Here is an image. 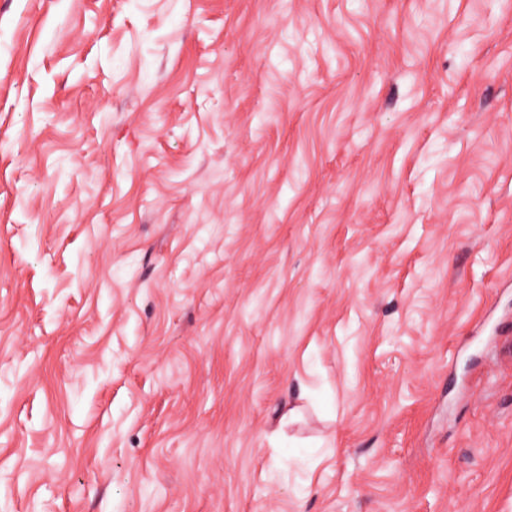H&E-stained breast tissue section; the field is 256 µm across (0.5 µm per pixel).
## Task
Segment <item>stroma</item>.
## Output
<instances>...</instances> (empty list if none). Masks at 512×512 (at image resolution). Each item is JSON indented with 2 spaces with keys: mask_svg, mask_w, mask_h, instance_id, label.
Wrapping results in <instances>:
<instances>
[{
  "mask_svg": "<svg viewBox=\"0 0 512 512\" xmlns=\"http://www.w3.org/2000/svg\"><path fill=\"white\" fill-rule=\"evenodd\" d=\"M502 318L512 0H0V512H512Z\"/></svg>",
  "mask_w": 512,
  "mask_h": 512,
  "instance_id": "1",
  "label": "stroma"
}]
</instances>
